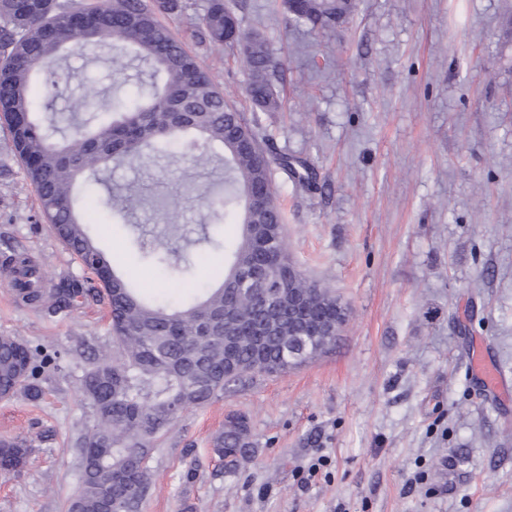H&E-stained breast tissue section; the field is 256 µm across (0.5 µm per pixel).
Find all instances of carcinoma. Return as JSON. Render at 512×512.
<instances>
[{
    "label": "carcinoma",
    "instance_id": "obj_1",
    "mask_svg": "<svg viewBox=\"0 0 512 512\" xmlns=\"http://www.w3.org/2000/svg\"><path fill=\"white\" fill-rule=\"evenodd\" d=\"M287 7L288 22L311 32L332 33L347 22L356 0H300ZM186 0H0V120L13 130L14 153L33 186L39 208L57 239L104 288L111 317V346L84 369L83 400L90 411L75 445L81 450L80 487L68 512H102L110 499L135 512L151 490L148 460L158 442L193 407L207 405L245 376L275 375L325 353L336 337L323 326L336 321V291L308 278L293 260L272 184V160L254 129L210 72L161 20L182 15ZM193 36L202 45L237 49L249 73L247 96L262 112H277L282 100L267 44L246 29L235 7L207 0ZM110 44L149 65L135 98L108 99L92 90L106 119L81 117L86 99L71 116H41L35 79L59 93L57 66L71 47ZM175 153L191 156L204 170L224 165V182L205 191V223L185 246L205 244L206 279L192 277L193 263L169 247L178 234L179 210L161 205L166 233L153 239L138 224L125 243L139 263L172 267L185 275L186 297L177 302L146 298L119 273L89 233L95 224L76 196L85 177L105 182L110 164L136 159L158 163ZM284 173L307 185L312 169L281 156ZM150 202L135 186L96 195L122 221ZM302 309L288 315V296ZM39 351L9 334L0 335V385L13 396L41 395ZM213 454L234 473L251 458L255 442L243 416L227 419L214 436ZM31 451L24 438L0 439V471L19 470Z\"/></svg>",
    "mask_w": 512,
    "mask_h": 512
}]
</instances>
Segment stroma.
Wrapping results in <instances>:
<instances>
[{
	"mask_svg": "<svg viewBox=\"0 0 512 512\" xmlns=\"http://www.w3.org/2000/svg\"><path fill=\"white\" fill-rule=\"evenodd\" d=\"M189 2L168 27L275 154L313 168L304 187L273 171L285 235L350 317L322 357L187 410L148 462L139 512H512V0H357L330 35L286 25L282 0H238L283 64L276 112L254 111L231 50L190 41L206 0ZM112 57L66 52L56 111L109 93ZM106 177L178 203L185 227L202 219L209 176L191 159ZM15 251L81 294L55 313L0 287V334L56 358L41 399L0 398V437L36 440L21 472L0 473V512H67L89 417L78 377L110 346L108 303L51 233L0 122V256ZM474 351L506 393L474 379ZM232 413L257 448L228 474L211 440Z\"/></svg>",
	"mask_w": 512,
	"mask_h": 512,
	"instance_id": "1",
	"label": "stroma"
}]
</instances>
